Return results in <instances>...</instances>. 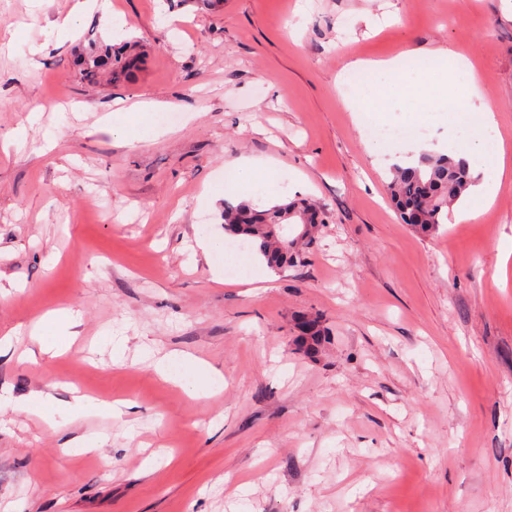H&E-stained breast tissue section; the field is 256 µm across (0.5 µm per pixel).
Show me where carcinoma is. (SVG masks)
<instances>
[{"instance_id":"obj_1","label":"carcinoma","mask_w":512,"mask_h":512,"mask_svg":"<svg viewBox=\"0 0 512 512\" xmlns=\"http://www.w3.org/2000/svg\"><path fill=\"white\" fill-rule=\"evenodd\" d=\"M146 50L133 44L113 48L91 44L80 56L79 78L94 83L103 72L127 79L143 64ZM475 184L468 162L450 154L422 152L413 161L392 166L390 199L401 220L416 233L436 232L442 216ZM309 202L289 201L267 206L240 203L224 206V231L252 242L261 261L274 272L304 259L318 225L306 222Z\"/></svg>"}]
</instances>
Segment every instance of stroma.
I'll return each instance as SVG.
<instances>
[{"mask_svg": "<svg viewBox=\"0 0 512 512\" xmlns=\"http://www.w3.org/2000/svg\"><path fill=\"white\" fill-rule=\"evenodd\" d=\"M111 2L63 41L72 0H0V392L61 405L69 382L128 404L0 412V512H512V177L460 202L473 219L418 235L388 199L390 154L367 144L425 97L360 113L336 87L355 60L460 51L496 108L483 165L501 141L512 167V0ZM129 40L148 50L134 77L80 82L89 43ZM142 100L164 134L100 125ZM242 157L274 159V185L202 202ZM286 198L323 213L304 263L195 250L225 205ZM61 307L82 323L50 358L28 331ZM304 315L326 330L318 352ZM146 345L206 362L223 390L162 381L134 361ZM83 434L106 443L64 454Z\"/></svg>", "mask_w": 512, "mask_h": 512, "instance_id": "35a3bbf8", "label": "stroma"}]
</instances>
